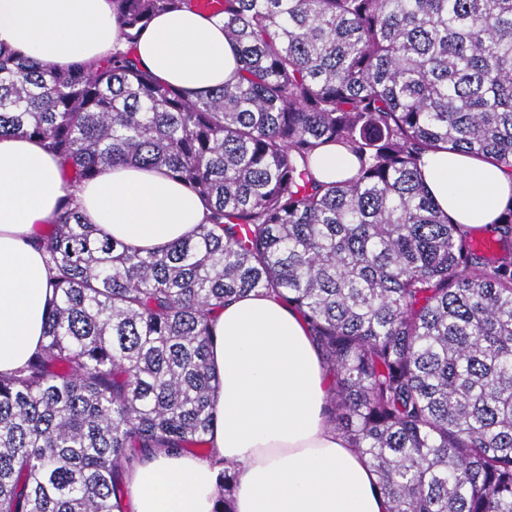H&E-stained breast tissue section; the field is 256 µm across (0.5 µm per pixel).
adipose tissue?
Listing matches in <instances>:
<instances>
[{
	"mask_svg": "<svg viewBox=\"0 0 512 512\" xmlns=\"http://www.w3.org/2000/svg\"><path fill=\"white\" fill-rule=\"evenodd\" d=\"M0 43L60 69L126 47L112 0H0ZM134 53L159 81L189 91L218 88L237 71L223 20L186 8L154 17ZM311 167L331 182L352 177L357 162L328 145ZM420 169L439 207L470 229L493 223L512 196V174L477 157L430 152ZM66 193L59 161L37 139L0 137V373L44 342L53 289L40 228ZM77 197L86 223L144 251L192 237L207 216L189 188L142 167H107ZM212 331L213 455L161 451L135 465L126 480L136 512H214L222 460L240 470L233 512H388L368 457L327 421L329 376L298 315L250 293L226 302Z\"/></svg>",
	"mask_w": 512,
	"mask_h": 512,
	"instance_id": "obj_1",
	"label": "adipose tissue"
}]
</instances>
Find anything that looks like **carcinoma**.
<instances>
[{
	"label": "carcinoma",
	"instance_id": "obj_1",
	"mask_svg": "<svg viewBox=\"0 0 512 512\" xmlns=\"http://www.w3.org/2000/svg\"><path fill=\"white\" fill-rule=\"evenodd\" d=\"M136 43L195 0H112ZM233 80L160 82L130 51L65 69L0 44V136L43 142L68 193L42 235L45 343L0 374V512H125L151 451L212 454L210 325L270 294L307 325L328 421L369 456L389 512H512V197L484 236L429 195L420 157L512 171V0H223ZM347 148V180L311 171ZM160 169L204 201L143 254L83 220L105 167ZM239 472L224 468L217 512ZM311 167L316 178L331 182L352 177L357 161L344 147L328 145L312 159Z\"/></svg>",
	"mask_w": 512,
	"mask_h": 512
}]
</instances>
